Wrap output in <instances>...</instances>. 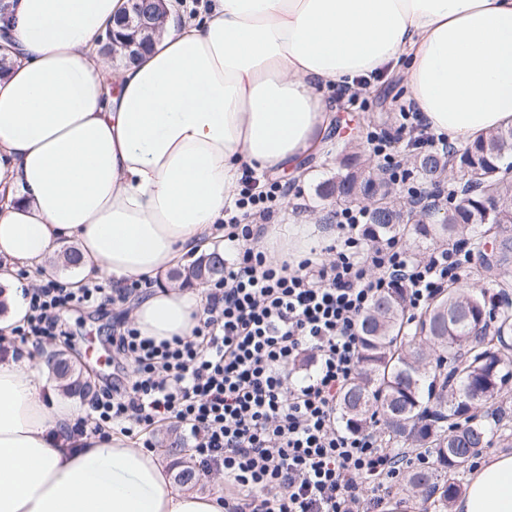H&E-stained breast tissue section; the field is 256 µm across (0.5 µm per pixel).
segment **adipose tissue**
Here are the masks:
<instances>
[{
  "mask_svg": "<svg viewBox=\"0 0 512 512\" xmlns=\"http://www.w3.org/2000/svg\"><path fill=\"white\" fill-rule=\"evenodd\" d=\"M0 13V332L27 322L29 274L64 249L69 285L166 277L208 252L244 170L303 177L333 148L321 94L406 63L415 107L450 143L512 126V0H205L168 9L115 67L101 49L127 0H10ZM302 257L314 224L272 225ZM202 289L154 287L133 325L188 337ZM80 408L38 365L0 359V512H224V494L179 490L159 455L120 435L76 436ZM453 512H512V453L472 471Z\"/></svg>",
  "mask_w": 512,
  "mask_h": 512,
  "instance_id": "adipose-tissue-1",
  "label": "adipose tissue"
}]
</instances>
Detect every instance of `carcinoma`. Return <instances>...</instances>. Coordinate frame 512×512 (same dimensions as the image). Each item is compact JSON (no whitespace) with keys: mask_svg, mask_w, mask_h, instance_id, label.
<instances>
[{"mask_svg":"<svg viewBox=\"0 0 512 512\" xmlns=\"http://www.w3.org/2000/svg\"><path fill=\"white\" fill-rule=\"evenodd\" d=\"M450 168L469 180L440 216L403 209L392 182L363 168L355 152L342 159L341 172L322 195L363 205L366 233L375 240L448 245L467 239L478 247L492 241L491 255L481 259L474 275L505 295L512 288V127L469 143L461 153L424 151L411 158L412 173L424 181L446 178ZM221 274L210 254L188 266L184 280L204 283ZM491 310L486 292L461 281L430 300L412 331L406 330L400 288L380 293L360 320V365L340 396L338 418L350 431L380 421L388 447L400 452L428 449L429 463L407 475L408 491L427 510L448 512L458 495L454 475L469 449L483 447L492 432L512 426L508 415L490 420L487 414L512 389V312L499 309L493 319ZM51 370L68 394L90 392L64 353L57 354ZM472 391L482 398L471 399Z\"/></svg>","mask_w":512,"mask_h":512,"instance_id":"cac0c4a2","label":"carcinoma"}]
</instances>
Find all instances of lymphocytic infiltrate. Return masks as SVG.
I'll list each match as a JSON object with an SVG mask.
<instances>
[{"label": "lymphocytic infiltrate", "instance_id": "f902f5d3", "mask_svg": "<svg viewBox=\"0 0 512 512\" xmlns=\"http://www.w3.org/2000/svg\"><path fill=\"white\" fill-rule=\"evenodd\" d=\"M400 116L395 132L373 133L370 141L410 201L438 205L442 195L410 184L387 149L407 134L419 148L444 150L448 142L412 105L401 106ZM288 193L281 183L242 178L239 212L224 224L234 257L207 290L192 336L158 343L124 326L112 344L133 370L122 383L98 390L89 422L77 429L107 426L148 448L144 433L152 424H176L201 469L223 472L224 512H363L365 504L382 505L401 483L404 459L384 450L375 431L337 424L339 397L359 366L360 319L395 284L417 312L462 280L474 253L462 242L420 257L398 242L368 239V214L357 208L336 214L334 259L275 264L253 243ZM140 287L134 281L113 290L97 282L74 290L44 278L25 291L30 315L20 336H59L64 310L101 308ZM304 360L313 372L292 381Z\"/></svg>", "mask_w": 512, "mask_h": 512}]
</instances>
